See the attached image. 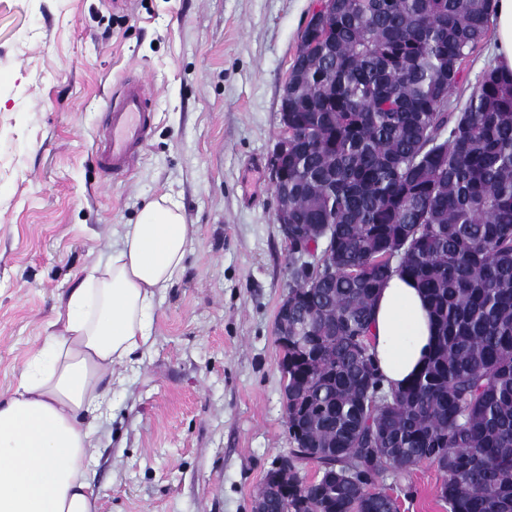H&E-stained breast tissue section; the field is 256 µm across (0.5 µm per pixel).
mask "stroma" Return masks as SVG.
<instances>
[{"mask_svg": "<svg viewBox=\"0 0 512 512\" xmlns=\"http://www.w3.org/2000/svg\"><path fill=\"white\" fill-rule=\"evenodd\" d=\"M315 0H0V392L112 253V231L167 194L189 226L157 295L153 345L100 420V512H252L288 454L276 314L290 265L268 159ZM146 76L156 112L133 171L104 175L111 97ZM424 464L386 480L399 512H447Z\"/></svg>", "mask_w": 512, "mask_h": 512, "instance_id": "35a3bbf8", "label": "stroma"}]
</instances>
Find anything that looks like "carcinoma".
I'll use <instances>...</instances> for the list:
<instances>
[{
	"label": "carcinoma",
	"mask_w": 512,
	"mask_h": 512,
	"mask_svg": "<svg viewBox=\"0 0 512 512\" xmlns=\"http://www.w3.org/2000/svg\"><path fill=\"white\" fill-rule=\"evenodd\" d=\"M496 0H332L288 74V178L275 194L322 261L291 278L283 354L288 485L304 512H398L383 482L428 463L448 512H512V75L449 101ZM437 326L423 369L384 385L370 337L393 275ZM314 463L321 476L305 480Z\"/></svg>",
	"instance_id": "obj_1"
}]
</instances>
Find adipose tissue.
<instances>
[{
  "mask_svg": "<svg viewBox=\"0 0 512 512\" xmlns=\"http://www.w3.org/2000/svg\"><path fill=\"white\" fill-rule=\"evenodd\" d=\"M188 241L180 204L151 199L116 232L111 258L71 290L59 328L0 393V512H99L90 477L98 424L118 369L151 345L156 295L178 278ZM372 336L386 386L424 366L435 326L412 281L396 275L380 289Z\"/></svg>",
  "mask_w": 512,
  "mask_h": 512,
  "instance_id": "1",
  "label": "adipose tissue"
}]
</instances>
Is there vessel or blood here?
Listing matches in <instances>:
<instances>
[{
  "instance_id": "1",
  "label": "vessel or blood",
  "mask_w": 512,
  "mask_h": 512,
  "mask_svg": "<svg viewBox=\"0 0 512 512\" xmlns=\"http://www.w3.org/2000/svg\"><path fill=\"white\" fill-rule=\"evenodd\" d=\"M146 88L143 78L129 77L110 100L96 147L99 167L106 175L130 172L151 135L155 114L149 106Z\"/></svg>"
}]
</instances>
